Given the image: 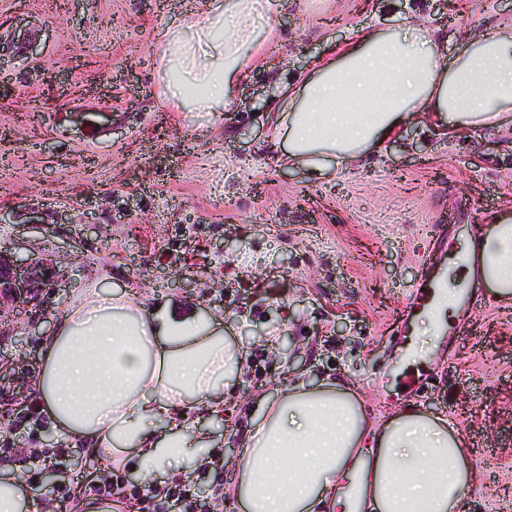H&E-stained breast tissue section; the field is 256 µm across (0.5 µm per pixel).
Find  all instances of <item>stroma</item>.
<instances>
[{
	"mask_svg": "<svg viewBox=\"0 0 512 512\" xmlns=\"http://www.w3.org/2000/svg\"><path fill=\"white\" fill-rule=\"evenodd\" d=\"M295 0L273 18L229 108L174 112L158 76L160 30L209 0H0V249L55 263L38 306L0 323V438L22 419L30 455L78 441L33 415L39 343L83 288L175 300L224 319L250 356L225 388L223 416L196 415L184 465L206 504L214 461L241 452L249 412L293 378L340 379L382 420L408 406L455 419L476 477L462 512H512V304L482 288L452 336L420 345L429 376L399 397L391 382L409 292L436 239L466 242L487 214H512V121L443 138L406 124L379 157L320 177L265 150L282 84L327 44L416 14L446 59L467 35L512 22V0ZM293 340L294 364L270 334Z\"/></svg>",
	"mask_w": 512,
	"mask_h": 512,
	"instance_id": "35a3bbf8",
	"label": "stroma"
}]
</instances>
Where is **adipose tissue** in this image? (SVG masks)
<instances>
[{"label": "adipose tissue", "mask_w": 512, "mask_h": 512, "mask_svg": "<svg viewBox=\"0 0 512 512\" xmlns=\"http://www.w3.org/2000/svg\"><path fill=\"white\" fill-rule=\"evenodd\" d=\"M268 26L254 0H212L203 15L160 31L173 110L230 105ZM416 17L330 45L280 90L272 149L316 173L352 167L426 117L448 134L497 128L512 113V23L442 58ZM469 237L466 276L512 302V217L490 214ZM37 404L91 455L135 458L142 479L189 458V410L224 413V387L247 354L215 318L171 302L147 307L91 286L41 342ZM227 493L245 512H459L471 485L467 450L447 419L409 408L373 423L355 393L298 381L250 416Z\"/></svg>", "instance_id": "obj_1"}]
</instances>
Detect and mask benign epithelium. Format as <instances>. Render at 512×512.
I'll use <instances>...</instances> for the list:
<instances>
[{"label": "benign epithelium", "mask_w": 512, "mask_h": 512, "mask_svg": "<svg viewBox=\"0 0 512 512\" xmlns=\"http://www.w3.org/2000/svg\"><path fill=\"white\" fill-rule=\"evenodd\" d=\"M53 286L52 261L0 250V319L16 308L38 303L42 292Z\"/></svg>", "instance_id": "7a95c632"}]
</instances>
